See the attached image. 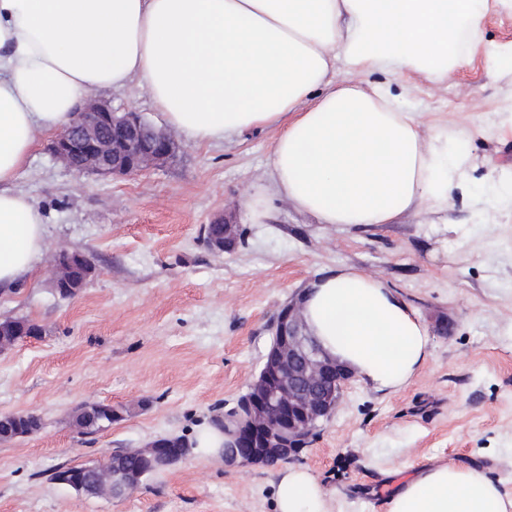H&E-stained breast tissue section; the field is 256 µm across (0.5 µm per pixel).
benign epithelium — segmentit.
<instances>
[{
	"instance_id": "7a95c632",
	"label": "benign epithelium",
	"mask_w": 512,
	"mask_h": 512,
	"mask_svg": "<svg viewBox=\"0 0 512 512\" xmlns=\"http://www.w3.org/2000/svg\"><path fill=\"white\" fill-rule=\"evenodd\" d=\"M178 143L155 131L136 112L118 113L111 106L91 103L52 142L51 152L78 173L98 176L132 175L171 158ZM221 233L209 236V246L222 252L236 239V225L218 221ZM83 256L55 257L49 268L56 291L72 295L74 260ZM43 328L12 317L0 318V351L18 341L36 339ZM351 373L325 354L307 335L301 315V298L280 311L273 340L260 377L253 380L241 408L224 416V464L256 465L273 455L291 459L306 447L318 422L329 418ZM149 468L166 469L181 459L155 441L142 449ZM140 472H121L105 463L64 471L57 482L85 497L121 498L140 486Z\"/></svg>"
}]
</instances>
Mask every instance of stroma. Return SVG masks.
Returning a JSON list of instances; mask_svg holds the SVG:
<instances>
[{"label": "stroma", "instance_id": "35a3bbf8", "mask_svg": "<svg viewBox=\"0 0 512 512\" xmlns=\"http://www.w3.org/2000/svg\"><path fill=\"white\" fill-rule=\"evenodd\" d=\"M365 79L423 113L431 132L450 114L472 127L469 186L454 194L447 223L423 214L319 224L277 198L263 223H250L245 191L266 180L267 129L224 143L183 140L163 165L113 178L69 169L39 136L16 187L42 208L50 250L84 254L96 272L65 299L44 271L0 294V316L45 330L0 353V414L41 420L37 433L0 441V512H277L275 464L230 468L191 452L114 500L78 495L51 473L163 436L196 439L247 392L280 309L339 266L401 294L431 355L395 394L351 378L292 467L320 484L327 512H386L399 484L436 459L483 468L512 498V210L481 223L470 192L512 178V132L496 130L512 106V74L488 70L477 53L438 84L379 70ZM91 98L168 128L138 83ZM220 216L237 227L223 253L206 239ZM89 401L130 413L84 435L73 419Z\"/></svg>", "mask_w": 512, "mask_h": 512}]
</instances>
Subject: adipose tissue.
Listing matches in <instances>:
<instances>
[{
  "mask_svg": "<svg viewBox=\"0 0 512 512\" xmlns=\"http://www.w3.org/2000/svg\"><path fill=\"white\" fill-rule=\"evenodd\" d=\"M512 0H0V289L40 267L48 248L37 203L15 187L36 136L66 127L84 96L139 81L187 142L273 132L268 195L320 224H392L447 210L467 181L466 141L424 131L390 90L353 82L375 69L433 82L483 53L512 72V42L482 41L490 9ZM347 79L337 80L338 69ZM311 336L375 390L395 393L430 357L428 333L381 279L352 267L303 292ZM278 512H326L304 469L280 471ZM387 512H512L476 467L435 462Z\"/></svg>",
  "mask_w": 512,
  "mask_h": 512,
  "instance_id": "ef3b65f1",
  "label": "adipose tissue"
}]
</instances>
